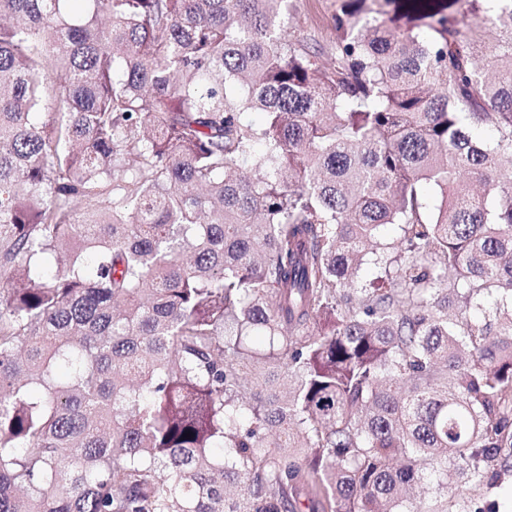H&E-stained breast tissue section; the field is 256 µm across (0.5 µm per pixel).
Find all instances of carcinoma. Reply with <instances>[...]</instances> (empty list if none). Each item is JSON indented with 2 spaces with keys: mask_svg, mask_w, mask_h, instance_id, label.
I'll list each match as a JSON object with an SVG mask.
<instances>
[{
  "mask_svg": "<svg viewBox=\"0 0 512 512\" xmlns=\"http://www.w3.org/2000/svg\"><path fill=\"white\" fill-rule=\"evenodd\" d=\"M376 2L0 0V512H500L512 0ZM341 0H288V28L293 40L315 47L323 63L334 61L332 18Z\"/></svg>",
  "mask_w": 512,
  "mask_h": 512,
  "instance_id": "carcinoma-1",
  "label": "carcinoma"
}]
</instances>
